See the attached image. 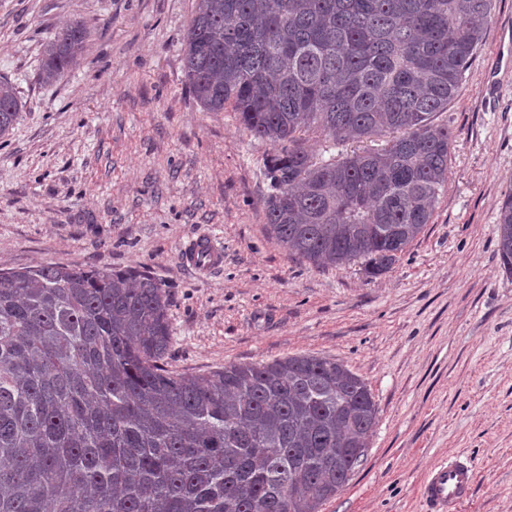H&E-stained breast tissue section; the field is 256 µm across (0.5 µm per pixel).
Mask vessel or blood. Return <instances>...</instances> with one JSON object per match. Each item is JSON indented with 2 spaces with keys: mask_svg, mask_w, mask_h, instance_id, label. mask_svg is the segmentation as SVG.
Returning a JSON list of instances; mask_svg holds the SVG:
<instances>
[{
  "mask_svg": "<svg viewBox=\"0 0 512 512\" xmlns=\"http://www.w3.org/2000/svg\"><path fill=\"white\" fill-rule=\"evenodd\" d=\"M181 260L189 267L215 269L222 265L224 252L210 237L201 235L182 249ZM473 480L472 463L455 458L434 466L420 488L425 512H457L469 496Z\"/></svg>",
  "mask_w": 512,
  "mask_h": 512,
  "instance_id": "vessel-or-blood-1",
  "label": "vessel or blood"
}]
</instances>
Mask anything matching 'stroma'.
I'll return each mask as SVG.
<instances>
[{"instance_id":"obj_1","label":"stroma","mask_w":512,"mask_h":512,"mask_svg":"<svg viewBox=\"0 0 512 512\" xmlns=\"http://www.w3.org/2000/svg\"><path fill=\"white\" fill-rule=\"evenodd\" d=\"M196 0H0V77L23 109L0 139V269L79 265L145 273L170 299L169 367L318 355L367 384L378 420L352 480L321 512H424L420 485L458 456L475 481L458 512H512V274L497 219L512 190V0L436 123L454 134L431 224L384 274L312 268L266 223L270 147L209 112L184 73ZM89 32L68 76L41 77L43 44ZM206 234L223 268L183 266Z\"/></svg>"}]
</instances>
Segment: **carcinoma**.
I'll list each match as a JSON object with an SVG mask.
<instances>
[{
  "mask_svg": "<svg viewBox=\"0 0 512 512\" xmlns=\"http://www.w3.org/2000/svg\"><path fill=\"white\" fill-rule=\"evenodd\" d=\"M494 0H198L185 78L230 109L264 158L267 224L316 268L387 272L431 223L456 97ZM80 21L43 48L65 78ZM22 103L0 80V139ZM379 149L328 157L309 135ZM497 254L512 271V193ZM170 299L146 274L40 264L0 271V512H320L364 460L377 420L366 383L334 359L167 366Z\"/></svg>",
  "mask_w": 512,
  "mask_h": 512,
  "instance_id": "carcinoma-1",
  "label": "carcinoma"
}]
</instances>
